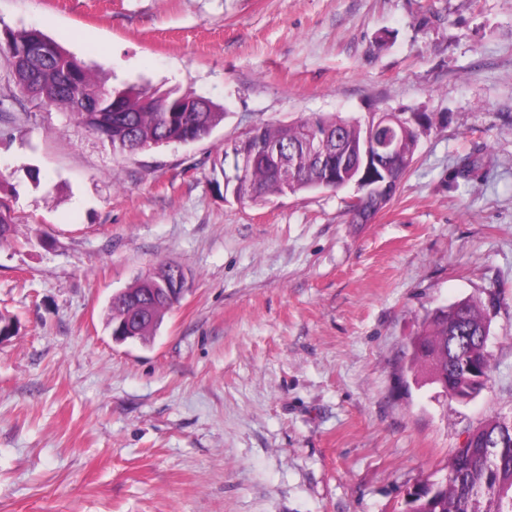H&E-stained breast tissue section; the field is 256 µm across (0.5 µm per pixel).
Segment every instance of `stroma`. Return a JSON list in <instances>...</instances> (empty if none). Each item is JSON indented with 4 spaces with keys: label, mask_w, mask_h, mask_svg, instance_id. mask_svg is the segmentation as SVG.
I'll list each match as a JSON object with an SVG mask.
<instances>
[{
    "label": "stroma",
    "mask_w": 512,
    "mask_h": 512,
    "mask_svg": "<svg viewBox=\"0 0 512 512\" xmlns=\"http://www.w3.org/2000/svg\"><path fill=\"white\" fill-rule=\"evenodd\" d=\"M28 29L225 114L125 155L0 55V512H405L512 415V0H0V37ZM383 111L426 119L370 223L350 188L225 186L251 126ZM163 264L182 300L151 342H114L112 294ZM472 297L493 381L460 401L407 365L425 314Z\"/></svg>",
    "instance_id": "obj_1"
}]
</instances>
